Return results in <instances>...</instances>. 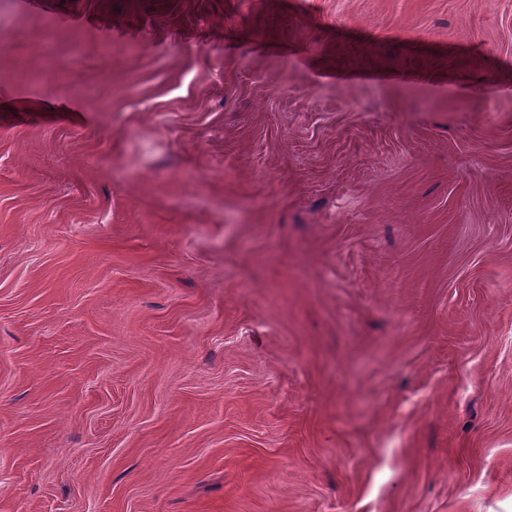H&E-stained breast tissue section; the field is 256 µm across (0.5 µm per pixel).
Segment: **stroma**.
Instances as JSON below:
<instances>
[{
	"mask_svg": "<svg viewBox=\"0 0 512 512\" xmlns=\"http://www.w3.org/2000/svg\"><path fill=\"white\" fill-rule=\"evenodd\" d=\"M0 0V512H512V0Z\"/></svg>",
	"mask_w": 512,
	"mask_h": 512,
	"instance_id": "obj_1",
	"label": "stroma"
}]
</instances>
